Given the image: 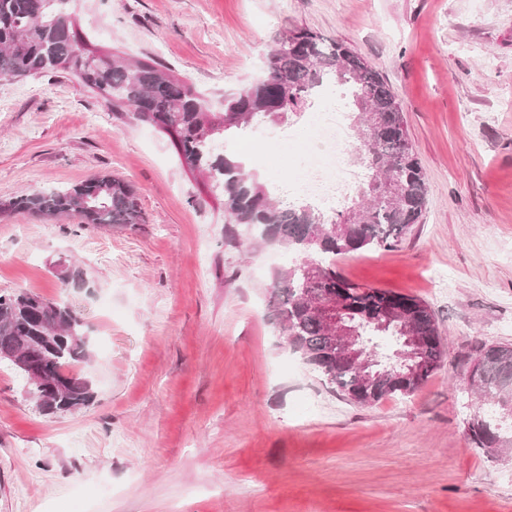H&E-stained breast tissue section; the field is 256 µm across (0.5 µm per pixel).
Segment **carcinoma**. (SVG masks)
I'll return each instance as SVG.
<instances>
[{
  "label": "carcinoma",
  "mask_w": 512,
  "mask_h": 512,
  "mask_svg": "<svg viewBox=\"0 0 512 512\" xmlns=\"http://www.w3.org/2000/svg\"><path fill=\"white\" fill-rule=\"evenodd\" d=\"M68 2L0 0V77L67 70L104 103L159 128L186 164L207 171L221 189L224 211L231 219L225 226L230 237L236 236V227L243 226L253 241L296 255L293 264L273 274L274 317L291 350L312 361L325 385L361 406L409 397L419 390L431 373L402 376L396 359L377 337L388 336L398 344L407 330L424 340L425 358L438 366L444 346L428 304L352 283L331 263L336 255L395 247L427 204L425 176L410 145L401 106L383 77L346 42L295 29L278 39L265 77L230 94L224 111L212 112L200 92L172 69L151 59L129 63L86 41L74 27ZM290 40L296 43L292 49ZM77 44L85 48L79 58L74 51ZM332 81L350 99L361 163L372 179L395 177L401 183L395 200L386 201L370 190L362 201H353L333 215L307 205H282L246 173L240 160L214 152L215 138L296 114L310 96ZM370 112L380 116L372 127ZM14 213L48 220L76 217L81 224L145 223L134 187L110 174L0 203V215ZM332 295L345 302L344 318L358 327L365 355L379 360L378 375L363 379L354 365L336 357L327 326L310 309L311 300ZM30 336L43 337L42 346L32 354L43 382L29 386V393L57 396L54 405L41 412L73 413L90 406L95 399L92 383L74 371L88 356L80 313L35 293H0V350L26 353ZM465 372L471 374L477 400L499 398L512 404L511 344H477ZM465 432L477 448L500 442L502 449L512 451V412L506 415L498 405L479 408L466 421Z\"/></svg>",
  "instance_id": "1"
}]
</instances>
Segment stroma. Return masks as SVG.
<instances>
[{
    "label": "stroma",
    "instance_id": "obj_1",
    "mask_svg": "<svg viewBox=\"0 0 512 512\" xmlns=\"http://www.w3.org/2000/svg\"><path fill=\"white\" fill-rule=\"evenodd\" d=\"M76 29L224 97L305 28L386 78L427 205L396 247L338 259L349 281L433 311L447 354L411 397L358 406L280 336L269 284L284 250L229 238L220 189L158 128L117 118L76 76L0 77V202L111 174L144 223L0 216V293L64 301L88 327L92 405L46 415L0 364V512H512V453L465 424L461 369L512 344V0H73ZM304 112L220 142L269 194L305 161ZM84 285L62 288L63 267Z\"/></svg>",
    "mask_w": 512,
    "mask_h": 512
}]
</instances>
